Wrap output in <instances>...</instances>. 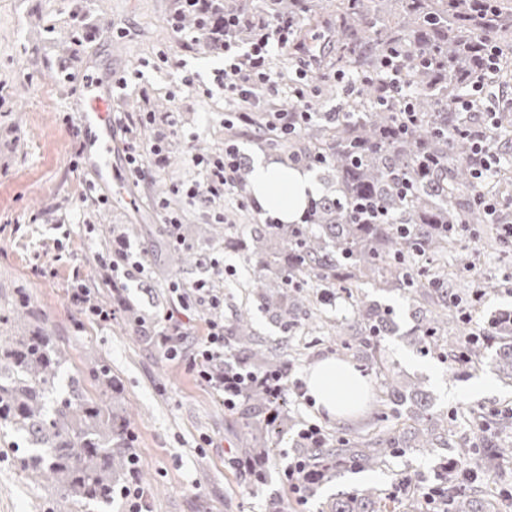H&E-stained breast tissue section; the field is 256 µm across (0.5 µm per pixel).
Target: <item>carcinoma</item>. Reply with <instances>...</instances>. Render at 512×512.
<instances>
[{"label": "carcinoma", "mask_w": 512, "mask_h": 512, "mask_svg": "<svg viewBox=\"0 0 512 512\" xmlns=\"http://www.w3.org/2000/svg\"><path fill=\"white\" fill-rule=\"evenodd\" d=\"M404 17L391 18L389 0H339L336 4V71L361 75L351 109L339 117L304 124L285 139L266 129L261 118L253 124L263 130L272 149L303 158L323 172L333 190L307 203L301 224H261L243 245L254 262L259 307L288 328L313 329V300L302 296L305 288L345 294L354 306L353 322L359 331L344 337L336 329V343L374 363L383 361L385 342L395 331L391 310L358 296L363 279L387 291L396 288L409 298L421 297L432 308H414L417 349L435 353L434 336H449L460 329L449 313L448 276L432 267L418 272L412 262L423 256L442 258L458 240L455 224H477V232L503 246L495 227L476 204L471 188L469 144L458 131L456 113L448 104L469 85L483 62L481 39L501 50L498 78L512 81V7L495 2L494 13L473 11L469 0H403ZM321 0H264L263 17L273 22L289 16L296 21L313 17ZM251 17L246 6L226 3L207 24H224V15ZM409 57L406 82L412 88L419 122L400 132L393 110L380 105L370 78L381 58L391 50ZM487 192L500 200V219L512 220V191L501 181L487 184ZM281 267L278 282L267 284L266 255L273 246ZM231 336L238 350L236 364L247 371L285 372L288 362L253 349L254 333L249 309L236 314ZM490 338L505 343L512 338V314L498 316ZM498 375L512 379V345L503 346L493 359ZM66 357L52 337L39 330L26 336H0V427L20 434L28 447L16 452L18 468L29 478L52 481L57 493L70 504L69 512H111L120 490L142 484L136 435L130 420L107 399L121 393L111 368L97 364L90 371L97 392L90 393L83 376L69 377L68 391L58 397ZM382 398L384 416L403 419L400 429L384 428L374 437L338 436L317 445H304L300 457L312 470L304 491L310 493L334 473L381 467L386 457L419 448L448 447V427L433 415L415 383H390ZM270 397L259 388L244 394V414L265 417V428L255 441L276 430L279 414ZM246 459L254 475L265 477L266 453L248 448ZM512 448L464 449L462 459L474 460L478 477H458L442 485L437 494L449 502L450 512H488L492 504L487 489L496 482L500 464ZM389 499L369 487L351 490L323 505L321 512H388Z\"/></svg>", "instance_id": "carcinoma-1"}]
</instances>
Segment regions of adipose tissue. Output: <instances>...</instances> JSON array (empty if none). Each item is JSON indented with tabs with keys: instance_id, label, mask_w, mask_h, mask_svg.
<instances>
[{
	"instance_id": "obj_1",
	"label": "adipose tissue",
	"mask_w": 512,
	"mask_h": 512,
	"mask_svg": "<svg viewBox=\"0 0 512 512\" xmlns=\"http://www.w3.org/2000/svg\"><path fill=\"white\" fill-rule=\"evenodd\" d=\"M249 190L262 210L275 220L290 224L308 199L319 192L320 184L309 171L260 156L252 165ZM304 380L317 405L338 420L355 416L366 399L365 380L350 365L333 358L311 367Z\"/></svg>"
}]
</instances>
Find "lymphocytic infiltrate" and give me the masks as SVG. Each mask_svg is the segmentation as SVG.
Segmentation results:
<instances>
[{
    "instance_id": "1",
    "label": "lymphocytic infiltrate",
    "mask_w": 512,
    "mask_h": 512,
    "mask_svg": "<svg viewBox=\"0 0 512 512\" xmlns=\"http://www.w3.org/2000/svg\"><path fill=\"white\" fill-rule=\"evenodd\" d=\"M294 22L292 19L279 20L269 24L259 22L253 40L247 51H240L235 40H224L219 45L224 54V67L217 72V81L224 88V96L239 121H247L249 113H264L269 129L287 135L297 125L310 121L317 113L311 74L308 70L295 72V83L289 89L286 107L274 110L270 104L281 93L278 73L272 65L275 57L281 56L295 46L292 37ZM406 62L399 53L392 52L381 59L376 73L380 86V102L383 105H397V119L400 129L415 126L419 117L415 112L404 87ZM482 126L471 131V158L475 199L483 210L490 215L496 214L497 202L483 193L482 187L493 174L498 173L506 160L495 145L493 129L496 115L492 112L480 113ZM127 125L147 123L157 126L159 133L149 146L131 144L127 150L129 173L135 179H142L145 173L161 166L165 160L167 138L175 133L177 118L175 112H143L139 115H124ZM194 166L202 168L210 180L212 197L224 195L231 176L238 169V149L233 143H225L221 153L193 156ZM170 292L176 297L182 309H189L191 301L207 302L212 315L207 321L206 338L197 347L193 357V368L198 376L221 391L225 406H234L246 387L252 384L263 387L272 399H280L288 382L287 377L277 372L265 374H244L233 370L214 371L213 365L224 357V296L220 289L210 282L199 280L190 284L179 280L169 285Z\"/></svg>"
}]
</instances>
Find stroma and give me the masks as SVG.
<instances>
[{"mask_svg": "<svg viewBox=\"0 0 512 512\" xmlns=\"http://www.w3.org/2000/svg\"><path fill=\"white\" fill-rule=\"evenodd\" d=\"M180 0H0V336H22L39 329L56 339L67 358L66 372H89L94 363L107 362L122 383L116 408L130 418L148 484V512H270L273 498L288 503V512H319L323 502L344 491L377 486L394 492L402 477L422 487L439 482L438 462L447 448L475 444L481 416L488 409L512 408V384L497 380L492 364L475 370L453 360L421 354L411 343L415 324L411 301L402 291L383 292L363 286L361 296L388 306L396 332L386 341L383 364L360 359L337 346L335 339L312 336L304 330L284 329L254 307L251 284L254 267L243 249L225 247L215 239L221 223L233 225L234 236L248 238L268 215L256 203L242 205L247 182L235 181L223 198L212 199L210 182L191 161L224 148L225 139L237 144L246 162L261 155L285 161L282 152L268 149L254 128L224 126V91L214 84V72L224 57L214 50L209 30L198 29L192 41H182L168 21ZM332 8L306 21L311 37L314 69L330 72L336 56ZM69 70L74 81H64ZM142 71L135 87L115 93L116 112H169L178 114V129L171 135L167 159L139 182H132L126 163L130 141L146 144L157 129L149 124L125 131L112 128V179L98 178L81 147L85 134H74L68 117L73 101L86 92L84 75L95 74L102 85H114L122 76ZM196 75L195 87L183 83ZM194 183L197 204L175 194L176 185ZM181 215L180 233L190 246L189 260L179 273L188 283L212 277L210 259L225 269L214 279L224 291V323L232 325L237 313L250 308L252 327L261 348L286 352L291 380H303L317 362L335 358L351 365L369 383L365 410L356 419L339 421L319 409L309 396L288 395L280 408L295 429L270 436L268 478L260 482L235 463L242 449L252 447L241 408L224 405L220 391L199 381L191 359L205 332L208 305L189 312L184 352L167 359L161 348L139 340L125 322L127 305L160 331L163 315L177 305L167 284V256L172 240L158 210L160 200ZM70 230L62 250L56 223ZM60 238V237H59ZM126 248L143 253L146 274L123 282L122 297L103 284L100 264L107 251ZM62 261H55V253ZM52 264L53 275L34 273L37 265ZM94 282L88 302L110 307L112 319H88L83 307L71 303L68 288L74 278ZM448 279L466 290L492 280L474 314L453 341L463 347L474 323L497 311L512 310V247L490 249L480 242L459 241L448 253ZM490 378V395L474 398L468 388ZM414 382L426 393L434 414L447 417V448H409L388 457L381 470L349 471L324 481L305 502H297L284 476L297 457L298 430L318 426L325 437L377 434L381 389L389 380ZM21 441L0 428V512H68V506L44 482L23 477L14 466Z\"/></svg>", "mask_w": 512, "mask_h": 512, "instance_id": "stroma-1", "label": "stroma"}]
</instances>
